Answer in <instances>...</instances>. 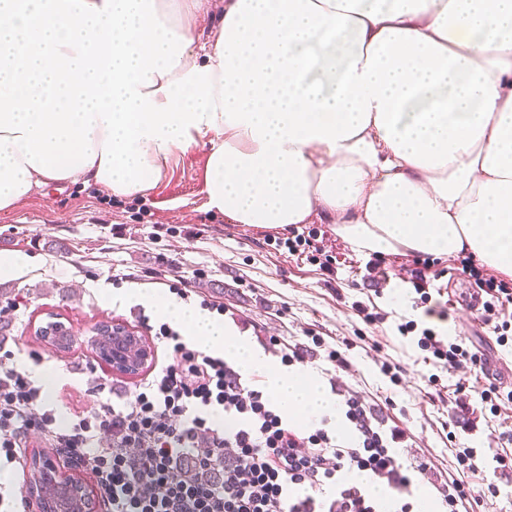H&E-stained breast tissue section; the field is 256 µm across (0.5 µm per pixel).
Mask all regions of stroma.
Masks as SVG:
<instances>
[{"mask_svg":"<svg viewBox=\"0 0 512 512\" xmlns=\"http://www.w3.org/2000/svg\"><path fill=\"white\" fill-rule=\"evenodd\" d=\"M206 161L201 147L174 151L155 188L142 197H118L99 186L68 182L45 187L0 213V254L31 259L14 278L0 280V308L16 309L0 317V326H7L9 342L19 347L15 360L20 367L56 371L46 400L58 416H65L67 406L93 403L87 373L73 368L75 361H91L92 355L80 346L67 353L51 349L35 336V326L52 313L78 337L106 320L145 333L147 325L161 321L154 307L136 301L114 305L101 291L113 277L134 274L142 276L143 291L165 294L168 284L153 276L166 270L191 278L199 294L223 302L225 324L273 360L281 358L279 346L272 344L276 338L290 345L309 335L330 345L352 342L349 369L319 359L309 368L330 384L335 399L359 393L379 419L407 432L406 462L430 464L415 487L430 490L448 477H460L478 496L468 512H512V470H499L494 461L496 435L512 430V403H502L493 413L472 396L459 414L455 441H448L441 426L446 407L431 395L427 381L433 368L397 330L420 316L412 307L413 287L404 281L412 255H386L388 277L377 283L367 276L366 258L332 224L322 225L315 244L335 261L336 275H329L321 261L274 250L266 244L268 229L231 224L207 209ZM429 263L432 285L443 288L454 315L447 335L463 336L471 350L489 360L498 382L512 385V348L497 344L480 310L447 291L452 284H470L457 258L433 257ZM355 301L383 313L384 321L367 325L352 312ZM144 315L149 324L141 323ZM384 363L401 366L399 384L381 373ZM458 446L477 450L478 472H461L454 452Z\"/></svg>","mask_w":512,"mask_h":512,"instance_id":"obj_1","label":"stroma"}]
</instances>
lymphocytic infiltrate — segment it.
<instances>
[{"instance_id":"obj_1","label":"lymphocytic infiltrate","mask_w":512,"mask_h":512,"mask_svg":"<svg viewBox=\"0 0 512 512\" xmlns=\"http://www.w3.org/2000/svg\"><path fill=\"white\" fill-rule=\"evenodd\" d=\"M468 275L487 296L483 321L494 333L496 309L512 304V284L485 277L471 259ZM401 335L416 344L437 370L462 362L482 369L462 337L444 340L436 328L409 320ZM156 342L170 361L155 365L125 390L61 422L40 386L20 370L13 351L0 353V468L24 474L28 442L39 435L47 447L66 452L92 475L102 512H378L349 475L365 471L402 496L412 479L396 447L406 432L385 427L364 398H345L353 442L326 429L298 431L283 419L254 376L187 344L169 324Z\"/></svg>"}]
</instances>
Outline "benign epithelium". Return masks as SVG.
<instances>
[{"instance_id":"obj_1","label":"benign epithelium","mask_w":512,"mask_h":512,"mask_svg":"<svg viewBox=\"0 0 512 512\" xmlns=\"http://www.w3.org/2000/svg\"><path fill=\"white\" fill-rule=\"evenodd\" d=\"M94 347L116 374L135 376L151 357L148 343L120 322H104L91 330ZM35 480L27 490L34 512H100V504L83 478L43 449L31 453Z\"/></svg>"}]
</instances>
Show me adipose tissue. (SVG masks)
<instances>
[{
	"label": "adipose tissue",
	"instance_id": "obj_1",
	"mask_svg": "<svg viewBox=\"0 0 512 512\" xmlns=\"http://www.w3.org/2000/svg\"><path fill=\"white\" fill-rule=\"evenodd\" d=\"M190 42L173 78L210 67L217 129L209 210L231 224L319 222L364 257L472 256L512 278V0H222L194 45L202 0H155ZM154 304L215 357L259 371L305 427L340 418L311 370L277 368L223 321L173 297Z\"/></svg>",
	"mask_w": 512,
	"mask_h": 512
}]
</instances>
